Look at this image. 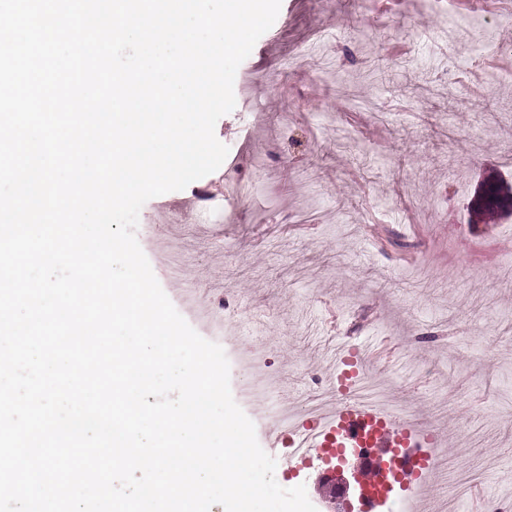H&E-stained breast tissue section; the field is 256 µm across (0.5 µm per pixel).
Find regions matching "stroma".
I'll list each match as a JSON object with an SVG mask.
<instances>
[{
  "mask_svg": "<svg viewBox=\"0 0 512 512\" xmlns=\"http://www.w3.org/2000/svg\"><path fill=\"white\" fill-rule=\"evenodd\" d=\"M512 0H281L273 26L239 66L236 105L216 126L229 149L215 172L147 201L136 237L160 286L190 326L218 343L230 388L276 461L285 488L305 485L330 505L316 460L294 469L271 427L283 410L366 399L338 382L327 350L388 346L366 371L401 420L435 434L439 469L425 496L441 512L512 506V210L487 220L472 207L487 183L512 192V26L470 71L411 67L386 88L366 72L407 55L455 59L448 17L492 21ZM332 66L284 71L322 31ZM452 112H444L448 99Z\"/></svg>",
  "mask_w": 512,
  "mask_h": 512,
  "instance_id": "35a3bbf8",
  "label": "stroma"
}]
</instances>
